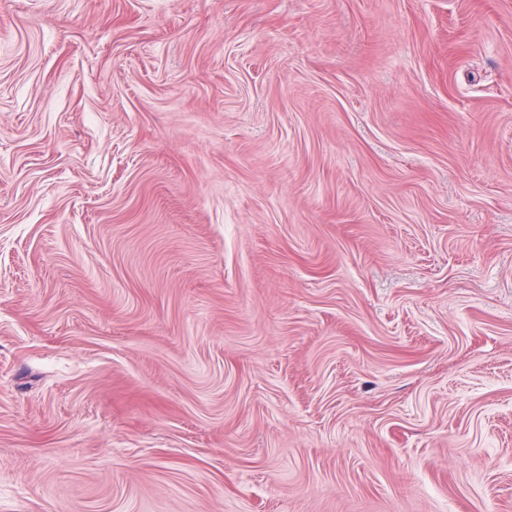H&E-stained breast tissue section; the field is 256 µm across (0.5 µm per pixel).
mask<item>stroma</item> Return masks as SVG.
<instances>
[{
	"label": "stroma",
	"mask_w": 512,
	"mask_h": 512,
	"mask_svg": "<svg viewBox=\"0 0 512 512\" xmlns=\"http://www.w3.org/2000/svg\"><path fill=\"white\" fill-rule=\"evenodd\" d=\"M0 512H512V0H0Z\"/></svg>",
	"instance_id": "stroma-1"
}]
</instances>
